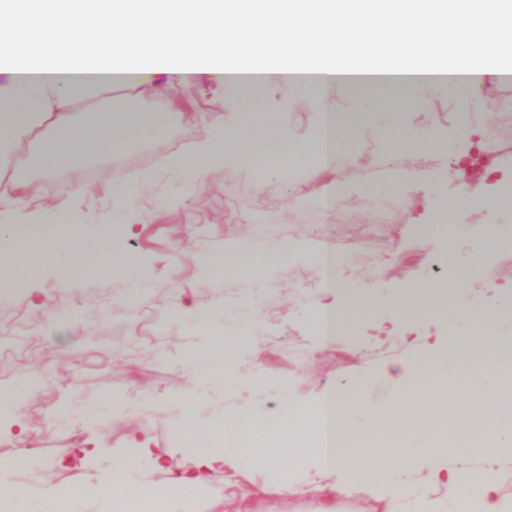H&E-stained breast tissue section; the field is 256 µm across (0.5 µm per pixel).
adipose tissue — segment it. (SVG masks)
<instances>
[{"mask_svg":"<svg viewBox=\"0 0 512 512\" xmlns=\"http://www.w3.org/2000/svg\"><path fill=\"white\" fill-rule=\"evenodd\" d=\"M496 13L498 27L487 30L484 19ZM330 19L343 26L341 49L311 38L309 20ZM386 38L366 43L352 53L360 35L375 26ZM268 29L267 53L275 62L259 61L244 43L246 28ZM399 40L398 65L405 85L414 77L451 63L457 79L447 81L458 96L490 74L512 68V0H0V142L32 137L37 165L58 170L82 158L106 157L130 138L163 132L160 116H145L140 96L165 95L167 76L222 78L224 72H254L259 83L235 82L245 104L260 86L283 80L291 69L304 72L297 85L316 91L335 83L338 52L351 53L354 68L381 71L389 63L387 43ZM119 85L129 90L128 112L115 125L106 108L73 112L76 89ZM254 112H244L230 133L216 128L213 141L197 144L179 164L197 173L234 159L242 144L260 132ZM46 231L14 247L12 227L0 229V288L37 280L43 257L53 254L63 265L91 267L99 243L86 241L81 212L60 205L49 212ZM436 323L456 324L447 344L414 353L384 369L383 400L369 393L336 394L333 417L336 448L324 450L319 409H302L269 424L275 442L307 443L305 464L334 475L319 512H338L339 498L359 486L384 502V512H404L415 500V512H512L500 494L502 478L512 473V374L502 366L512 361V338L489 323L472 321L467 311L449 307ZM478 362L486 367L483 382L494 394L501 424L483 429L476 444L463 447L446 433L431 436L424 447L408 444L367 446L348 458L346 439L366 437L386 428L421 425L432 418L445 424L469 414V407L449 411L445 391L436 383L437 369ZM431 378L425 400L414 396L418 378ZM198 448L191 471L173 479L170 490L147 488L124 499L118 512H176L177 492L204 485L211 473L235 468L249 458L247 446L234 441L214 448L204 430H196ZM402 459L422 475V489L408 484L403 473L386 470L382 459ZM474 487V499L461 496L442 502L430 490Z\"/></svg>","mask_w":512,"mask_h":512,"instance_id":"adipose-tissue-1","label":"adipose tissue"}]
</instances>
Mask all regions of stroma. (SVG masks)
<instances>
[{
  "instance_id": "1",
  "label": "stroma",
  "mask_w": 512,
  "mask_h": 512,
  "mask_svg": "<svg viewBox=\"0 0 512 512\" xmlns=\"http://www.w3.org/2000/svg\"><path fill=\"white\" fill-rule=\"evenodd\" d=\"M365 95L351 84L315 96L287 82L270 85L257 101L267 136L250 146L259 153L305 146L316 130L315 100L347 116ZM396 95L395 109L351 129L336 162L314 170L267 171L246 156L199 176L176 167V158L212 137L216 121L228 131L239 125L240 96L206 78L175 80L167 97L143 98L142 111L165 114L166 132L134 138L97 162L42 172L24 142L0 158L28 186L0 204V225L73 200L84 233L131 260L113 274L49 257L36 281L0 288V393L9 396L0 403V458L19 462L0 471V505L16 494L26 512H44L54 495L107 481L119 495L168 488L194 460L191 426L219 436L229 428L252 441L268 418L313 407L328 389H363L383 365L439 339L441 330L427 325L433 309L453 302L479 316L490 292L512 296V276L499 274L512 267V206L494 203L500 182L512 181V81L490 76L459 97L423 86ZM278 128L287 143L271 140ZM409 132L418 146L393 150L391 139ZM467 145L490 159L479 175L457 160ZM80 183L87 191L79 196ZM120 183L133 185L132 207L109 196ZM331 189L332 212L322 203ZM463 191L468 202L443 219ZM393 199L381 265L336 279L341 310L359 328L348 347L321 344L312 334L319 295L307 286L312 248L327 228L364 240L373 205ZM492 230L503 245L473 265L477 243ZM233 247L246 265L212 266V255ZM448 251L453 266L444 275L435 263ZM258 252L270 255L266 266ZM254 310L263 314L256 325L246 320ZM300 339L316 355L297 366L288 347ZM224 348L232 366L217 363ZM143 442L152 460L125 469L123 457ZM261 453L268 464L214 473L186 496L184 512H318L329 476L302 466L291 484H280L288 449Z\"/></svg>"
}]
</instances>
